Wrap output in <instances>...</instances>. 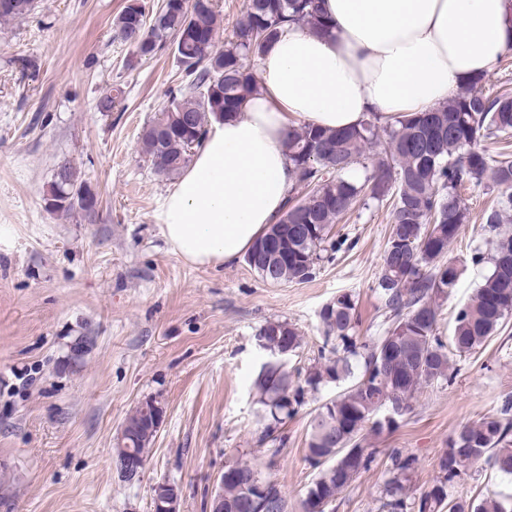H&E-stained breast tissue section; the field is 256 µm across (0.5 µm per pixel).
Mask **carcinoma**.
<instances>
[{"instance_id": "cac0c4a2", "label": "carcinoma", "mask_w": 512, "mask_h": 512, "mask_svg": "<svg viewBox=\"0 0 512 512\" xmlns=\"http://www.w3.org/2000/svg\"><path fill=\"white\" fill-rule=\"evenodd\" d=\"M162 0L152 16L127 0L113 21L118 38L135 48L136 56H153L169 38L182 79L168 104L142 130L141 142L155 170L174 175L187 166L201 147L211 123L242 111L259 92L253 61L278 39L287 24L312 31L330 29L319 0H248L246 13L224 48H215L221 29L216 0ZM36 0H0V20L23 17ZM123 96L116 86L96 102L110 112ZM512 137V94L487 96L482 81L462 88L430 112H415L390 121L374 113L356 127L329 130L298 124L288 131L286 148L295 184L275 223L245 256L246 264L271 285L301 284L315 277L323 260H332L344 241L333 238L334 224L348 212L374 204L391 207L375 292L384 304L382 334H357V298L336 295L319 312L323 345L318 359L302 380L268 361L254 389L265 435L296 415L305 395L330 384H346L324 402L309 423L307 458L323 465L307 496L313 507L303 512H327L337 496L370 469L374 451L371 436L391 432L426 387L448 386L455 373L452 357H465L498 335L512 316V157L493 159L481 148L488 140ZM378 151L366 155V148ZM361 166L363 176L350 175ZM490 182L501 195V206L484 214L483 246L470 263L488 267L468 300L454 317L451 334L439 332L445 301L456 288L466 265L448 256L451 244L469 223L467 207L458 195L466 184ZM89 188L77 169L69 167L65 182L54 179L49 193L58 195L55 212L82 214ZM264 351L295 355L302 336L293 325L270 321L259 330ZM404 403L403 412L384 419L390 399ZM134 436L127 450L146 459L155 434L141 407L125 419ZM380 498V512H512V495L458 499L448 487L471 476L480 460L502 476L512 478V398L499 409L460 426L438 458L437 476L419 493L408 483L417 468L411 454L389 455ZM238 476L224 482V512H259L250 495L257 473L249 460H240ZM264 512H287L288 501L277 483Z\"/></svg>"}]
</instances>
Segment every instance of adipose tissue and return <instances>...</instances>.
<instances>
[{
    "instance_id": "obj_1",
    "label": "adipose tissue",
    "mask_w": 512,
    "mask_h": 512,
    "mask_svg": "<svg viewBox=\"0 0 512 512\" xmlns=\"http://www.w3.org/2000/svg\"><path fill=\"white\" fill-rule=\"evenodd\" d=\"M327 33L285 28L257 61L261 90L215 124L164 196L159 222L196 266L246 255L293 186L285 136L295 121L326 129L370 113L401 117L448 101L512 48V0H321Z\"/></svg>"
}]
</instances>
